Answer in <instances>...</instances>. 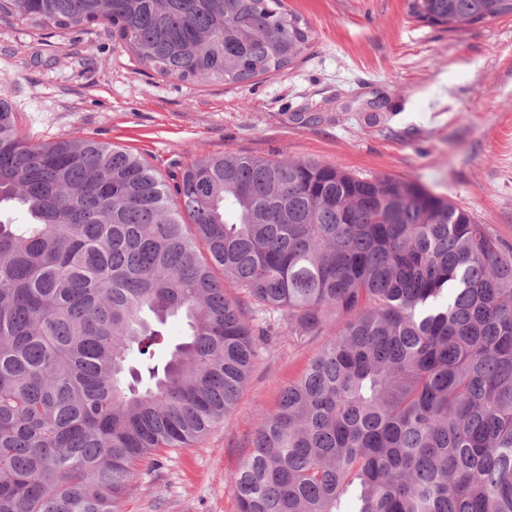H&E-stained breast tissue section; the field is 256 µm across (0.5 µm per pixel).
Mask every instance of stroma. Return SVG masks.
<instances>
[{
	"instance_id": "stroma-1",
	"label": "stroma",
	"mask_w": 512,
	"mask_h": 512,
	"mask_svg": "<svg viewBox=\"0 0 512 512\" xmlns=\"http://www.w3.org/2000/svg\"><path fill=\"white\" fill-rule=\"evenodd\" d=\"M284 3L313 28L309 49L238 85L161 77L103 21L48 39L0 22V97L30 142H107L166 179L224 153L406 178L512 247V17L451 31L408 0ZM329 339L279 322L231 415L139 461L120 512H239L231 480L257 429Z\"/></svg>"
}]
</instances>
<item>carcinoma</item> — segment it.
Listing matches in <instances>:
<instances>
[{
  "label": "carcinoma",
  "mask_w": 512,
  "mask_h": 512,
  "mask_svg": "<svg viewBox=\"0 0 512 512\" xmlns=\"http://www.w3.org/2000/svg\"><path fill=\"white\" fill-rule=\"evenodd\" d=\"M450 30L512 0H408ZM100 21L163 77L241 84L313 31L282 0H0ZM0 512H120L135 463L233 410L258 357L229 282L334 338L232 479L240 512H512V247L413 181L224 154L169 183L95 140L30 143L0 98ZM187 326L163 364L171 317Z\"/></svg>",
  "instance_id": "cac0c4a2"
}]
</instances>
